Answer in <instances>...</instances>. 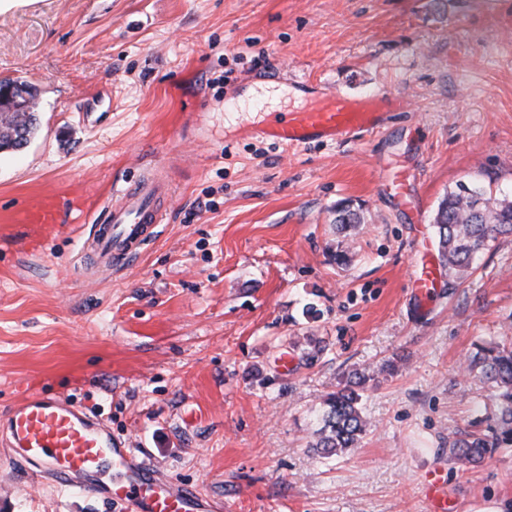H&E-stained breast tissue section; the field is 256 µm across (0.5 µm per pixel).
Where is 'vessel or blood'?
I'll use <instances>...</instances> for the list:
<instances>
[{"label": "vessel or blood", "instance_id": "b4317fda", "mask_svg": "<svg viewBox=\"0 0 512 512\" xmlns=\"http://www.w3.org/2000/svg\"><path fill=\"white\" fill-rule=\"evenodd\" d=\"M389 101L383 93L354 97L328 92L310 108L290 113L287 122L266 128L265 134L283 145L299 146L315 139L371 132L380 127L382 109ZM69 193L81 211L100 213L85 256L92 268L108 273L129 266L155 238L171 198L169 188L154 175L118 190L113 203H101L78 184ZM15 221L38 225L42 235H50L62 222L57 198L35 197ZM436 279L434 264L417 260L410 277L412 287L431 288ZM1 435L16 448L19 460L30 466L33 477H51L65 485L83 478L84 490L124 501L128 512H223L221 504L196 488L169 481L124 441L114 438L104 421L77 405L29 394L0 417ZM443 484L436 470L423 478L430 512H447Z\"/></svg>", "mask_w": 512, "mask_h": 512}]
</instances>
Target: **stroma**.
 Wrapping results in <instances>:
<instances>
[{"mask_svg":"<svg viewBox=\"0 0 512 512\" xmlns=\"http://www.w3.org/2000/svg\"><path fill=\"white\" fill-rule=\"evenodd\" d=\"M3 79L32 87L39 124L0 154V215L153 171L171 201L140 257L92 280L96 215L62 203L44 243L0 223V416L64 398L224 512H429L430 468L452 512H512V448L473 469L448 455L496 419L463 362L512 341V235L466 278L440 268L431 298L409 283L417 240L439 258L450 190L512 197V0H11ZM326 91L404 105L336 141L263 136ZM342 202L363 218L345 233ZM356 371L366 432L319 457L322 397ZM0 512L126 510L32 479L4 439Z\"/></svg>","mask_w":512,"mask_h":512,"instance_id":"stroma-1","label":"stroma"}]
</instances>
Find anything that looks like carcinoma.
I'll return each instance as SVG.
<instances>
[{"instance_id":"1","label":"carcinoma","mask_w":512,"mask_h":512,"mask_svg":"<svg viewBox=\"0 0 512 512\" xmlns=\"http://www.w3.org/2000/svg\"><path fill=\"white\" fill-rule=\"evenodd\" d=\"M35 97L21 112H0V145L22 148L37 127ZM361 223L350 208L335 212L334 224L345 231ZM439 236L441 262L448 271L463 275L472 267L487 242L504 234L512 235V201L493 198L478 187L462 184L441 201L433 219ZM467 369L486 381L495 401V424L485 433H470L449 444L448 453L466 464L478 466L493 458L500 448L512 447V345L489 343L477 346L468 357ZM368 376L352 374L342 387L327 392L321 402L316 431L310 448L317 455L330 457L357 447L367 422L359 403V390Z\"/></svg>"}]
</instances>
